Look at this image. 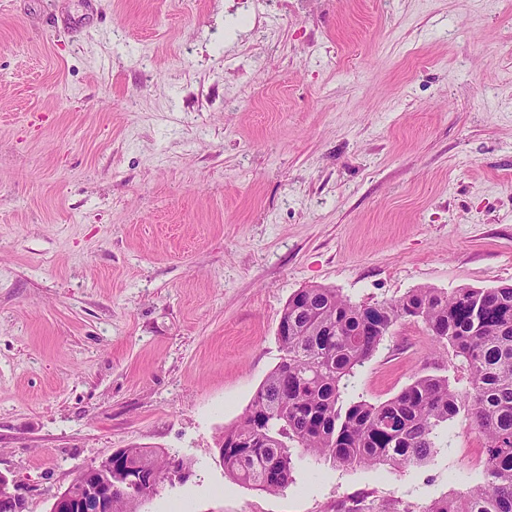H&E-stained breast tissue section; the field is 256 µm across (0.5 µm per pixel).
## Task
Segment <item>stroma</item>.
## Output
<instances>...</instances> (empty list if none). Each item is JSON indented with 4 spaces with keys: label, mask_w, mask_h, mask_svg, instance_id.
<instances>
[{
    "label": "stroma",
    "mask_w": 512,
    "mask_h": 512,
    "mask_svg": "<svg viewBox=\"0 0 512 512\" xmlns=\"http://www.w3.org/2000/svg\"><path fill=\"white\" fill-rule=\"evenodd\" d=\"M512 284V0H0V474L26 512L119 448L191 470L138 512H351L474 485L304 457L276 494L219 438L300 289L352 302ZM397 323L356 392L456 377Z\"/></svg>",
    "instance_id": "1"
}]
</instances>
